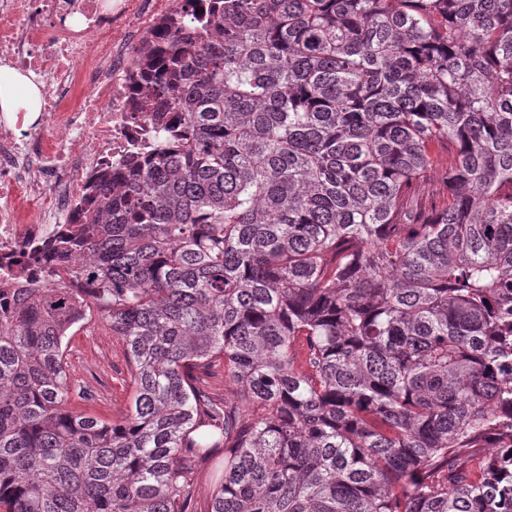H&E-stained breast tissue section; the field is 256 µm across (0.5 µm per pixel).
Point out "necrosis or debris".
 Wrapping results in <instances>:
<instances>
[{"label":"necrosis or debris","mask_w":512,"mask_h":512,"mask_svg":"<svg viewBox=\"0 0 512 512\" xmlns=\"http://www.w3.org/2000/svg\"><path fill=\"white\" fill-rule=\"evenodd\" d=\"M190 0H0V75L37 85L40 109L0 113V289L50 286L51 239L81 225L107 165L153 150L140 50Z\"/></svg>","instance_id":"necrosis-or-debris-1"}]
</instances>
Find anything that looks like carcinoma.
I'll use <instances>...</instances> for the list:
<instances>
[{"instance_id":"1","label":"carcinoma","mask_w":512,"mask_h":512,"mask_svg":"<svg viewBox=\"0 0 512 512\" xmlns=\"http://www.w3.org/2000/svg\"><path fill=\"white\" fill-rule=\"evenodd\" d=\"M209 2L139 60L156 150L0 307V512H195L220 450L207 512H512V0ZM94 314L112 422L71 408ZM419 199L427 209L441 207L444 201V186L440 173H434L418 188ZM66 359L71 386L86 396L75 397L71 407L107 421L119 419L133 392L120 337L112 335L106 322L95 319L71 337ZM223 456L219 455L217 457V461L220 462L217 471L215 472V475L212 476V471L210 468L205 469L204 471H200L197 478H196V486H195V492H194V499L197 503L198 512H206L208 502L210 500V494L211 489L214 486V481L216 478V475L219 474L220 476L223 475L224 472V462H223Z\"/></svg>"}]
</instances>
